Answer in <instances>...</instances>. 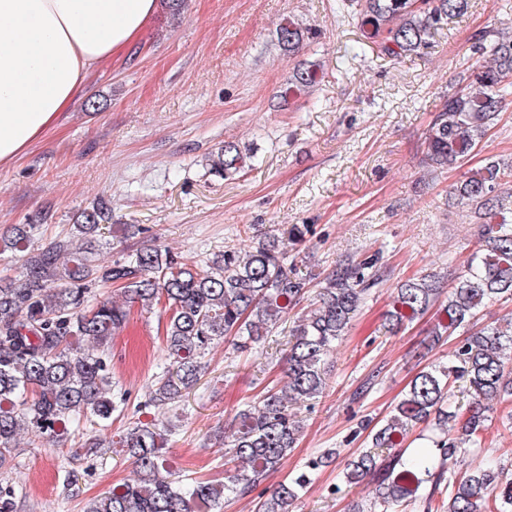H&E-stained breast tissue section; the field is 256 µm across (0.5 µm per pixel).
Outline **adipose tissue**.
Wrapping results in <instances>:
<instances>
[{
  "instance_id": "adipose-tissue-1",
  "label": "adipose tissue",
  "mask_w": 512,
  "mask_h": 512,
  "mask_svg": "<svg viewBox=\"0 0 512 512\" xmlns=\"http://www.w3.org/2000/svg\"><path fill=\"white\" fill-rule=\"evenodd\" d=\"M157 0H0V166L55 128L90 74L136 43Z\"/></svg>"
}]
</instances>
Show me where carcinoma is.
I'll list each match as a JSON object with an SVG mask.
<instances>
[{
  "mask_svg": "<svg viewBox=\"0 0 512 512\" xmlns=\"http://www.w3.org/2000/svg\"><path fill=\"white\" fill-rule=\"evenodd\" d=\"M370 48L392 58L429 43L448 20L466 13L470 0H344ZM279 46L290 53L313 37L290 20L276 30ZM478 61L448 94L426 132V161L433 169L461 167L480 146L512 96V36L482 31L472 45ZM322 78L317 65L299 69L284 96L307 92ZM255 157L251 145L226 142L208 156L209 173L232 180ZM512 163L487 158L462 174L455 200L468 206L478 224L464 269L444 282L426 274L398 283L386 312L396 331L437 308L429 335L435 341L457 331L465 338L448 361L419 372L393 414L372 436L378 453L364 452L344 472L347 483L370 476L375 497L370 510L359 503L350 512H405L426 486L427 509L448 494L440 512H512V480L496 458L474 466L466 453L484 445L491 402L512 396V321L486 324L480 314L512 302ZM112 220L99 199L83 209L69 230L48 243L36 238L38 225L12 224L0 233V253L23 261L19 279H0V469L14 459L17 437H38L107 423L122 412L127 396L112 392L106 346L128 318L126 304L146 309L164 303L165 363L155 377L148 404L164 406L193 387L202 359L217 338L237 350L260 344L309 291L310 282L288 273L286 252L270 237L248 251L231 248L200 262L157 247L102 263V230ZM376 259L336 262L321 282L310 312L297 318L285 357L284 381L232 419L230 460L239 464L224 483L180 485L162 475L166 437L154 423L135 421L113 443L135 459L140 476L92 500L86 512H222L224 496L245 495L296 447L302 431L295 406L323 393L325 357L345 335L356 312L384 281ZM113 285L126 303L96 299V289ZM421 424L433 435L414 455L403 444ZM322 460L312 459L276 488L258 512H289L290 503L311 481Z\"/></svg>",
  "mask_w": 512,
  "mask_h": 512,
  "instance_id": "obj_1",
  "label": "carcinoma"
}]
</instances>
